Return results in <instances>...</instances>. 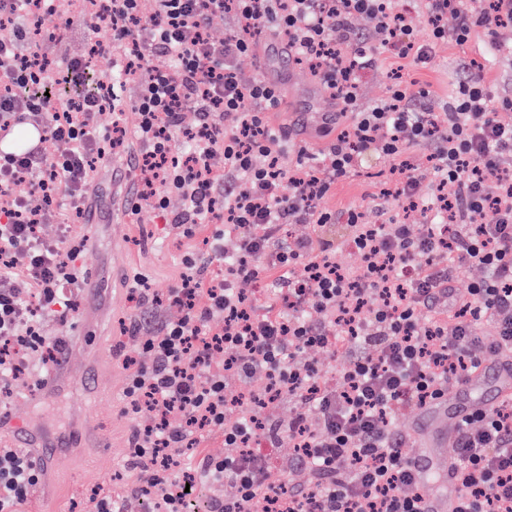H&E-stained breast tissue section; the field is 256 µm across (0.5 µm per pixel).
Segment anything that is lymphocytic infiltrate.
I'll return each mask as SVG.
<instances>
[{
  "mask_svg": "<svg viewBox=\"0 0 512 512\" xmlns=\"http://www.w3.org/2000/svg\"><path fill=\"white\" fill-rule=\"evenodd\" d=\"M67 0H0V132L20 124L60 144L0 154V393H14L28 367L8 346L65 349L47 339L43 316L66 320L79 280L75 252L38 234L57 219L60 197L76 214L90 204L95 161L123 144L126 105L140 115L136 136L146 151L140 163L139 200L165 211L177 225L221 222L204 256H191L166 291L178 318L135 324L132 335L145 360L126 361L124 390L132 413L149 412L152 425L134 432L137 493L150 512H196L202 487L231 485L232 495L213 500L208 512H419L394 424L406 405L442 396L448 381L472 373L486 352L512 348V123L500 111L512 98L493 97L480 63L448 97V109L410 104L405 66L428 67L434 44L466 45L475 30L488 51L512 60V0H92L111 30L110 46L121 86L93 82L87 55L51 60L32 27L66 14ZM235 18L223 41L211 40L214 20ZM370 33L358 32L357 18ZM425 19L428 42L415 37ZM284 38L295 60L309 64L317 84L354 122L321 153L285 167L282 139L266 115L284 102L282 86L262 76L242 78L235 61L256 55L260 36ZM163 61L149 75L135 62L145 51ZM392 63L383 100L361 107L364 76ZM56 64L75 90L66 109L51 106L43 74ZM135 84L126 102L124 82ZM110 111L106 127L89 117ZM182 132L188 156L169 155ZM434 151L428 173L404 158L412 148ZM368 153L396 159L379 198L386 218L362 223L348 213L350 241L363 258L360 271L342 274L328 241L276 244L272 230L289 224H328L319 210L336 182L354 176ZM29 181V197L15 196ZM181 201L169 211L170 197ZM399 208L403 217L392 216ZM475 266L485 275L466 293L455 271ZM271 280L283 287L277 313L259 316L245 284ZM447 300L446 314L433 312ZM427 320H420L422 310ZM318 347L347 351L336 372L301 362L298 352ZM224 369H210L213 352ZM262 375L264 397L226 394L229 379ZM288 398L287 422H271L268 405ZM224 435V453L208 458L200 474L184 471L187 450L212 432ZM288 437L299 465L312 479L288 488L266 454L250 449L260 438L277 447ZM458 483L454 512H512V400L477 410L456 431L450 466ZM44 473L27 452L0 448V512H21Z\"/></svg>",
  "mask_w": 512,
  "mask_h": 512,
  "instance_id": "f902f5d3",
  "label": "lymphocytic infiltrate"
}]
</instances>
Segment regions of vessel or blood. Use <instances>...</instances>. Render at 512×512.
<instances>
[{"instance_id":"b4317fda","label":"vessel or blood","mask_w":512,"mask_h":512,"mask_svg":"<svg viewBox=\"0 0 512 512\" xmlns=\"http://www.w3.org/2000/svg\"><path fill=\"white\" fill-rule=\"evenodd\" d=\"M486 366L478 368L462 379L456 386L454 398L436 399L423 406L412 425V436L419 447L418 453L407 461V469L415 486H423L431 480H439L442 490L434 496H422L421 512H453L457 505V486L448 474V461L436 455V448L442 447L447 426L459 425L476 410L492 409L512 396V365L504 363L496 370V384L492 392H484L487 377ZM15 445L19 448H34L38 454L33 464L38 468H48L52 456L49 452L54 442L44 435L22 430L15 435Z\"/></svg>"}]
</instances>
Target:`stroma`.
<instances>
[{
    "label": "stroma",
    "instance_id": "35a3bbf8",
    "mask_svg": "<svg viewBox=\"0 0 512 512\" xmlns=\"http://www.w3.org/2000/svg\"><path fill=\"white\" fill-rule=\"evenodd\" d=\"M483 41L478 34L463 47L435 46L434 61L421 71L419 79L429 86L436 104L447 101L449 82L463 77L460 61L465 57L483 59L487 85L496 94L512 95V63L484 59ZM237 66L247 76L265 70L282 75L286 111L273 121L287 127L286 163H295L300 151L318 152L331 144L334 133L323 134L318 128L288 121L292 112L313 119L336 109L335 100L327 93L312 95L316 82L304 66L281 56L273 42L261 48L259 57L240 58ZM390 164L389 158L367 156L358 174L338 182L322 198L320 208L332 214L333 223L291 224L276 233V242L318 235L337 245L336 261L342 270L358 269L359 253L343 245L349 233L347 212L360 211L366 224L381 222L374 195L380 190L381 172ZM91 190L97 197L93 221L76 217L69 204H62L61 209L70 224L66 243L79 249L74 265L93 277L98 296L91 300L83 290H76L68 320L50 319L45 324L47 335L66 337L70 363L60 369L35 355L29 376L45 380V387L24 389L0 400V412L8 417L7 424L0 426V444L6 443L17 426L50 437L60 433L67 437L64 447L54 449V462L32 493L27 512H45L52 503L60 512H83L89 498L104 484L116 501L125 503L128 512H147V504L131 495L138 477L129 466L132 434L139 420L125 411L123 391L128 372L122 361L135 355L137 348L125 342L124 336L137 319H167L173 312L137 304L130 284L135 276L143 275L155 293H164L182 271L184 255L204 251V237L217 230L216 225L208 224L202 234L184 237L182 229L165 223L163 214L149 207L127 214L125 223L114 227L112 167L107 162L98 164Z\"/></svg>",
    "mask_w": 512,
    "mask_h": 512
}]
</instances>
